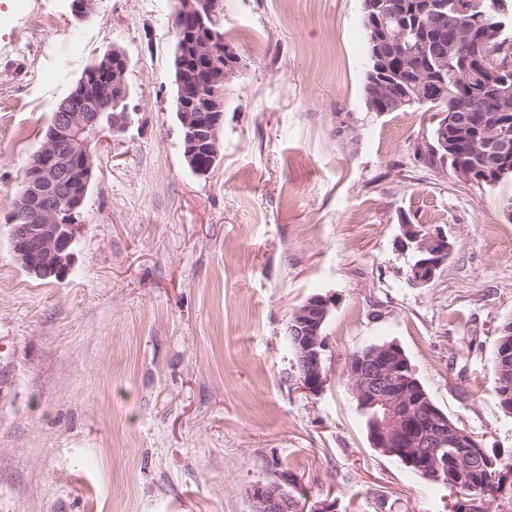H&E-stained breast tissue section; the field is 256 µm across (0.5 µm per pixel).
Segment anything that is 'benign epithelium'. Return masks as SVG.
Here are the masks:
<instances>
[{
	"instance_id": "benign-epithelium-1",
	"label": "benign epithelium",
	"mask_w": 512,
	"mask_h": 512,
	"mask_svg": "<svg viewBox=\"0 0 512 512\" xmlns=\"http://www.w3.org/2000/svg\"><path fill=\"white\" fill-rule=\"evenodd\" d=\"M401 9L397 0H363L371 60L375 71L382 73L381 80L373 85L374 96L406 105L410 93L401 89L402 81L416 85L422 99L445 92L442 73L446 71V57L433 56L430 44L448 43V4L445 0H414L410 12L425 15L435 24L428 34L399 25L397 11ZM454 12L468 17L464 49L458 61L467 65L472 60H481L488 34L501 35L503 26L487 25L478 0H456ZM174 16L178 18L177 42L202 65H211L215 46L224 49V68L212 79L200 77L197 66L187 67L180 52L175 62L183 156L190 168L204 176L220 157L226 85L240 73L241 58L224 42L217 27L211 25L220 17L219 0H177ZM128 70L126 53L115 47L108 49L102 72L109 86H102L99 73L87 72L54 112L50 133L31 163L33 180L17 195L9 219L14 258L32 275L61 281L73 269V247L80 225L58 223L59 211L64 204L75 210L84 203L93 178V140L107 128L114 134L120 133L130 123ZM489 83L480 111L495 113L494 130L483 125L477 129L471 161L458 167L461 179L476 183L492 177L500 179L512 172V136L506 133L512 114L501 108L504 101L512 99V76L499 70ZM470 110L471 106L463 102L441 115L430 143L435 153L447 156L458 151L457 139L448 136V132L465 123ZM401 228L400 246L414 258L407 281L413 287H424L447 261L454 243L440 229L425 235L413 224H403ZM332 305V300L325 296L309 297L295 309L292 319L290 341L300 370L299 383L310 395L320 394L328 382L324 325ZM497 336L501 347L497 373L506 385L512 378V325L502 324ZM345 372L353 397L371 418L373 448L418 467L423 478L430 480L440 478L438 454L447 446L457 452V470L452 474L455 480L461 482L470 473L484 468L486 448L420 391L405 351L398 343L371 344L349 355ZM511 482V474L493 477L482 483L477 494L459 499L454 510L488 512L490 502ZM247 497L251 512H303L299 502L288 499L278 483H256L248 489Z\"/></svg>"
}]
</instances>
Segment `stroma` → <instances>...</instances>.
Segmentation results:
<instances>
[{"mask_svg": "<svg viewBox=\"0 0 512 512\" xmlns=\"http://www.w3.org/2000/svg\"><path fill=\"white\" fill-rule=\"evenodd\" d=\"M223 5L244 69L199 176L175 112L176 0H98L86 19L0 0V512H251L247 488L270 481L305 512H450L455 491L372 448L343 370L397 342L449 418L512 451L489 382L512 318V178L414 166L434 111L366 110L362 0ZM114 46L132 121L93 149L70 275L42 281L14 259L12 201L57 104ZM406 222L454 242L422 288ZM313 295L333 301L317 396L287 337Z\"/></svg>", "mask_w": 512, "mask_h": 512, "instance_id": "1", "label": "stroma"}]
</instances>
